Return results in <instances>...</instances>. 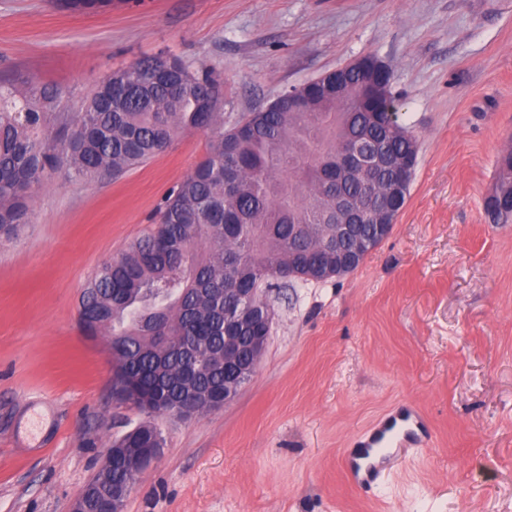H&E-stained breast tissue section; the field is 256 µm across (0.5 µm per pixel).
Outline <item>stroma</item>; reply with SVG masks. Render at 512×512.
Here are the masks:
<instances>
[{
	"instance_id": "35a3bbf8",
	"label": "stroma",
	"mask_w": 512,
	"mask_h": 512,
	"mask_svg": "<svg viewBox=\"0 0 512 512\" xmlns=\"http://www.w3.org/2000/svg\"><path fill=\"white\" fill-rule=\"evenodd\" d=\"M367 54L418 143L391 234L346 276L262 289L254 377L222 409L156 418L166 444L122 512H512V222L484 209L512 146V0H0V80L53 88L63 112L163 55L217 74L229 125ZM208 140L182 134L116 180L48 181L0 243V512H70L112 438L146 421L113 400L79 297ZM406 405L430 444L381 487L349 484L347 450Z\"/></svg>"
}]
</instances>
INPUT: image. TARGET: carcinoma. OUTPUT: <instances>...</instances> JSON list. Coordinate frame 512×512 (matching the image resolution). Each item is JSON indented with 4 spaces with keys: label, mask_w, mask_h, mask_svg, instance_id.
<instances>
[{
    "label": "carcinoma",
    "mask_w": 512,
    "mask_h": 512,
    "mask_svg": "<svg viewBox=\"0 0 512 512\" xmlns=\"http://www.w3.org/2000/svg\"><path fill=\"white\" fill-rule=\"evenodd\" d=\"M365 77L348 67L308 82L305 107L288 96L224 128L219 82L206 67L173 58L160 68L146 58L106 73L80 112H59L57 94L0 81V240L30 222L32 202L57 176L119 178L164 152L181 133L209 134L206 156L163 198L154 225L84 288L79 326L110 336L114 380L138 400L189 395L202 415L224 400L225 337L262 336L272 311L225 323L238 292L273 278L336 276L323 247L336 240V156L342 141L364 137L395 155L417 150L415 138L360 93ZM233 173L225 186L224 176ZM384 173L350 181L341 191L362 201L383 189ZM497 186L512 202V153L499 164ZM168 345H155V325ZM152 422L112 440L113 448L164 446ZM115 462L87 488V512H104L101 488L126 482Z\"/></svg>",
    "instance_id": "carcinoma-1"
}]
</instances>
